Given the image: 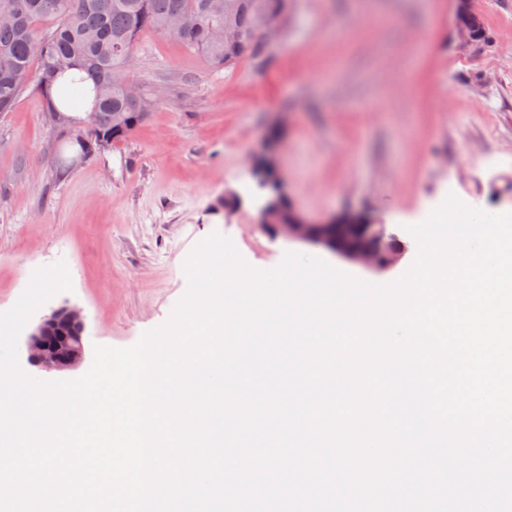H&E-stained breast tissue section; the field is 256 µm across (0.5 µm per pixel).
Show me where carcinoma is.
Masks as SVG:
<instances>
[{
    "instance_id": "1",
    "label": "carcinoma",
    "mask_w": 512,
    "mask_h": 512,
    "mask_svg": "<svg viewBox=\"0 0 512 512\" xmlns=\"http://www.w3.org/2000/svg\"><path fill=\"white\" fill-rule=\"evenodd\" d=\"M281 4L282 0H0V14L11 16L10 22H0V114L12 111L31 86L44 83V113L55 112L64 119L57 129L58 143L68 146L73 138L84 136L93 151L102 139L124 142L163 102L144 84L138 85L137 97L123 89L132 82L129 69L142 31L163 35L170 16L197 15L198 27L174 38L220 71L266 49L256 19L277 15ZM226 16L239 37L211 41L209 30L224 26ZM89 97L90 111L107 121L83 130L73 111Z\"/></svg>"
}]
</instances>
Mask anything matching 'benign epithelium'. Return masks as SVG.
Instances as JSON below:
<instances>
[{
	"instance_id": "7a95c632",
	"label": "benign epithelium",
	"mask_w": 512,
	"mask_h": 512,
	"mask_svg": "<svg viewBox=\"0 0 512 512\" xmlns=\"http://www.w3.org/2000/svg\"><path fill=\"white\" fill-rule=\"evenodd\" d=\"M454 3L459 34L468 41L475 40L479 17L473 8V0H454ZM194 25V16L180 13L165 22L164 31H183ZM258 221L271 228L277 237L321 246L339 258L369 270L394 266L406 251V245L388 230L387 225L361 214L312 222L292 210L285 222L274 206L263 204L258 208ZM84 330L81 310L70 306L52 310L26 334L24 348L28 363L48 372L78 366L85 356Z\"/></svg>"
}]
</instances>
